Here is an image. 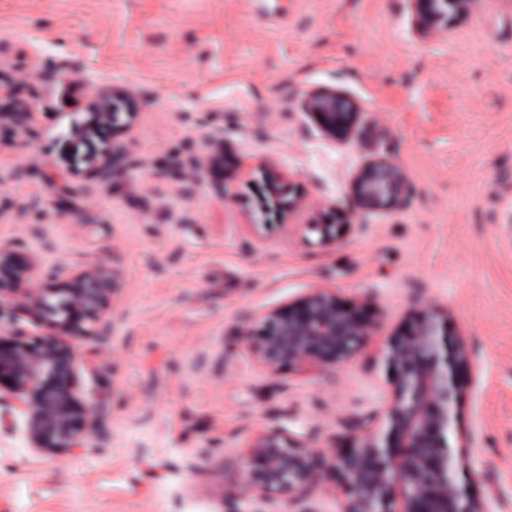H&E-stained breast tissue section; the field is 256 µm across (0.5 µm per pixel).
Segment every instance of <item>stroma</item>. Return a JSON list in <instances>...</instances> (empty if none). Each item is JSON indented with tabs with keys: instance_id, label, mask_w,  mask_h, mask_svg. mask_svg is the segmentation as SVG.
I'll return each instance as SVG.
<instances>
[{
	"instance_id": "stroma-1",
	"label": "stroma",
	"mask_w": 512,
	"mask_h": 512,
	"mask_svg": "<svg viewBox=\"0 0 512 512\" xmlns=\"http://www.w3.org/2000/svg\"><path fill=\"white\" fill-rule=\"evenodd\" d=\"M38 58L137 92L124 179L101 184L81 159L111 132L71 147L88 97L28 79ZM0 85L35 113L0 127V246H34L35 206L51 263L123 274L111 335L79 346L101 452L35 456L1 406L0 512H236L222 490L256 436L346 446L388 398L385 340L432 305L478 363L462 405L474 487L512 512V0L427 39L408 0H0ZM322 90L357 103L358 139L329 140L303 110ZM214 133L235 168L182 196L180 165ZM381 156L408 172V200L323 244L315 225ZM267 162L307 209L264 215ZM316 286L370 301L380 331L357 357L274 374L238 347L244 318Z\"/></svg>"
}]
</instances>
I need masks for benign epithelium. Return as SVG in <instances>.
I'll return each instance as SVG.
<instances>
[{"instance_id":"1","label":"benign epithelium","mask_w":512,"mask_h":512,"mask_svg":"<svg viewBox=\"0 0 512 512\" xmlns=\"http://www.w3.org/2000/svg\"><path fill=\"white\" fill-rule=\"evenodd\" d=\"M416 31L433 37L477 15L482 0H410ZM69 66L37 61V82L64 80ZM91 112L83 127L112 128V145L89 158L90 171L102 184L127 173L126 147L120 136L139 117L136 94L124 86L88 89ZM122 100L126 112L115 111ZM325 137L350 142L358 135V106L334 91L306 94ZM32 106L16 100L0 109V126L26 127ZM229 161L223 138L201 144L188 164L184 192L204 173ZM268 190L277 207L293 213L309 207L299 195H285L284 176L266 166ZM408 172L394 159L381 157L361 166L349 188L345 220L386 211L401 200ZM321 241H338L343 225L315 224ZM52 246L0 248V404L25 418L27 448L41 457L88 451L87 437L100 410L84 391L79 342L89 335L109 336L116 323L122 277L115 265L87 262L66 274L46 264ZM46 321L50 331L29 339L18 327L20 316ZM378 323L365 305H347L316 286L296 301L268 311L258 327L243 325L238 342L259 364L277 374L284 369L333 370L356 357L377 334ZM391 397L374 426L355 436L349 447L324 455L278 432L259 434L245 457L236 494L245 512H288L290 501L322 480L340 489L342 512H490L473 488L464 449L470 438L461 425V405L473 379L475 360L467 342L448 328V312L417 313L401 332L388 337L380 357ZM457 446L451 447L449 435Z\"/></svg>"}]
</instances>
